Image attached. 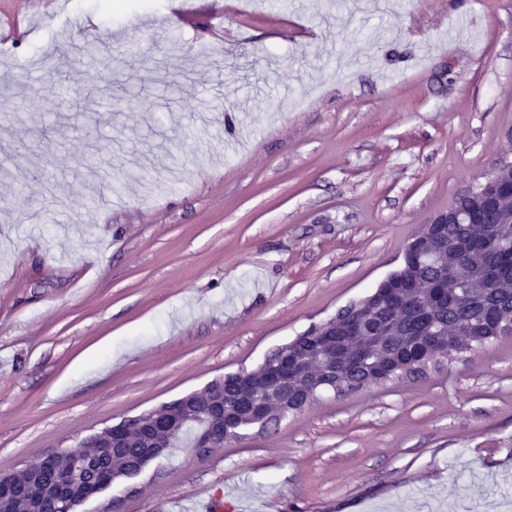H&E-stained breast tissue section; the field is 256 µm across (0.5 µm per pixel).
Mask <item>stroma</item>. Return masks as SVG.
<instances>
[{
    "label": "stroma",
    "instance_id": "stroma-1",
    "mask_svg": "<svg viewBox=\"0 0 512 512\" xmlns=\"http://www.w3.org/2000/svg\"><path fill=\"white\" fill-rule=\"evenodd\" d=\"M270 2L0 0V471L257 367L512 159V0ZM126 81L140 97L105 112ZM19 108L51 117L24 130ZM205 491L228 512H506L512 336L175 449L75 512H204ZM82 52L95 62L103 65L109 74H112V67L124 62L123 59L119 57L122 54L116 56L112 54L107 48L95 43L86 44L83 47Z\"/></svg>",
    "mask_w": 512,
    "mask_h": 512
}]
</instances>
